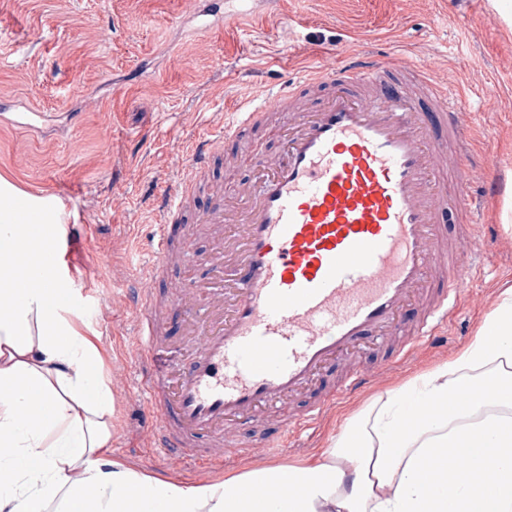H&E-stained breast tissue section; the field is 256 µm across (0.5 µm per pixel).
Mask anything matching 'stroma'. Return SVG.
I'll list each match as a JSON object with an SVG mask.
<instances>
[{"label": "stroma", "instance_id": "35a3bbf8", "mask_svg": "<svg viewBox=\"0 0 512 512\" xmlns=\"http://www.w3.org/2000/svg\"><path fill=\"white\" fill-rule=\"evenodd\" d=\"M192 0H0V175L58 197L64 264L95 336L115 398L112 456L182 483L223 479L271 464L254 452L228 455L220 470L192 473L151 451L143 402L131 390L137 370L139 311L131 294L160 220L158 195L174 185L186 149L224 132L238 106L272 101L306 63L332 66L344 49L395 55L410 73L459 87V121L475 131L468 173L512 181V32L490 0H238V19L199 31ZM279 115L215 156L211 188L254 182L255 163L278 151ZM502 196L484 205L475 237L484 253L477 286L462 296L446 335L391 362L373 348L355 357L375 375L332 406L279 457H318L374 396L404 385L462 350L512 284V230Z\"/></svg>", "mask_w": 512, "mask_h": 512}]
</instances>
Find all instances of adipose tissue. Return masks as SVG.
Wrapping results in <instances>:
<instances>
[{
  "instance_id": "ef3b65f1",
  "label": "adipose tissue",
  "mask_w": 512,
  "mask_h": 512,
  "mask_svg": "<svg viewBox=\"0 0 512 512\" xmlns=\"http://www.w3.org/2000/svg\"><path fill=\"white\" fill-rule=\"evenodd\" d=\"M64 217L0 175V512H512V286L465 348L376 397L315 460L180 483L112 456L100 351L45 259Z\"/></svg>"
}]
</instances>
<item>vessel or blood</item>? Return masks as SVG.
I'll list each match as a JSON object with an SVG mask.
<instances>
[{
    "label": "vessel or blood",
    "instance_id": "1",
    "mask_svg": "<svg viewBox=\"0 0 512 512\" xmlns=\"http://www.w3.org/2000/svg\"><path fill=\"white\" fill-rule=\"evenodd\" d=\"M420 81L433 104L416 101L389 55L353 50L333 68L309 63L274 94L287 125L281 149L260 160L254 184L201 215L191 212L194 187L267 105L245 103L223 136L192 148L184 176L161 198L134 336L152 441L168 457L222 467L226 427L306 394L367 345L402 358L446 328L472 279L470 238L449 236L446 220L473 217L497 183L490 176L472 189L458 95L435 78ZM310 92L321 93L320 106L295 111ZM191 222L215 225L220 241L202 258L206 283L188 287L172 262L188 249ZM173 324L188 362L149 371ZM370 375L353 370L323 388L262 441L263 452L279 454Z\"/></svg>",
    "mask_w": 512,
    "mask_h": 512
}]
</instances>
